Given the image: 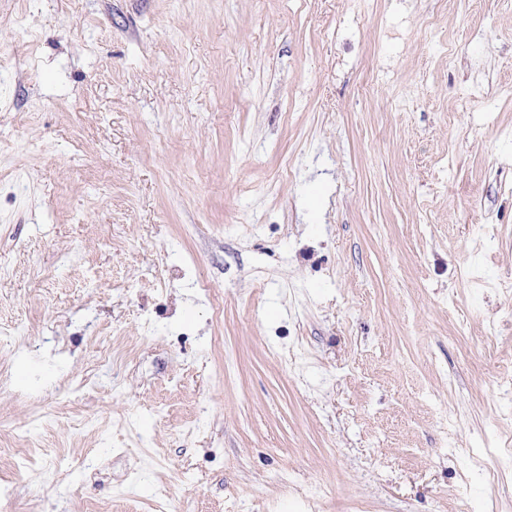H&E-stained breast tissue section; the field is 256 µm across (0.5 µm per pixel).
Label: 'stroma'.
Segmentation results:
<instances>
[{"mask_svg":"<svg viewBox=\"0 0 512 512\" xmlns=\"http://www.w3.org/2000/svg\"><path fill=\"white\" fill-rule=\"evenodd\" d=\"M1 60L0 512H512V0H0Z\"/></svg>","mask_w":512,"mask_h":512,"instance_id":"1","label":"stroma"}]
</instances>
